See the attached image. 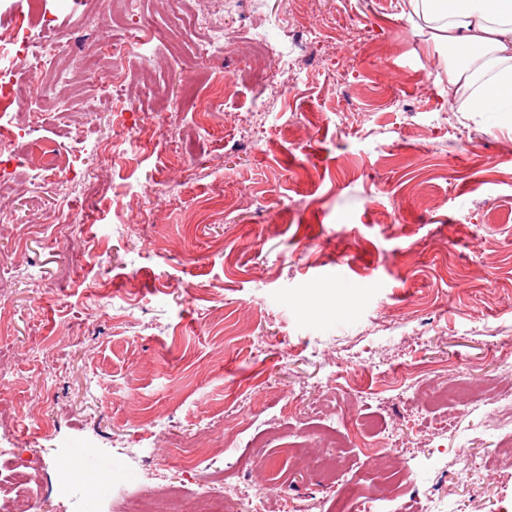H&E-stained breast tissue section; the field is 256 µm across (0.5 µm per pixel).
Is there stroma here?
Wrapping results in <instances>:
<instances>
[{
  "instance_id": "1",
  "label": "stroma",
  "mask_w": 512,
  "mask_h": 512,
  "mask_svg": "<svg viewBox=\"0 0 512 512\" xmlns=\"http://www.w3.org/2000/svg\"><path fill=\"white\" fill-rule=\"evenodd\" d=\"M223 47L181 21L183 52L163 39L169 0H144L160 38L129 54V90L109 110L84 75L55 82L48 120L85 136L61 151L63 175L28 152L9 164L27 190L0 212V347L9 372L0 450L39 458L31 489L53 512L75 448L127 459L145 492L149 461L195 512L202 473L248 487L226 512H356L351 486L384 473L366 451L393 433L414 482L390 512L434 496L451 512H512V431L497 404L441 410L404 390L408 374L502 385L512 359V135L448 108L446 58L411 25L408 0H220ZM58 34L109 66L119 34L42 0ZM281 56L320 39L292 75L257 65L250 39ZM237 84L222 95L225 76ZM163 133L143 142L140 129ZM93 182H86V171ZM247 198L233 200L238 188ZM335 434L336 493L288 453ZM482 456L480 491L464 476ZM195 470H185V462Z\"/></svg>"
}]
</instances>
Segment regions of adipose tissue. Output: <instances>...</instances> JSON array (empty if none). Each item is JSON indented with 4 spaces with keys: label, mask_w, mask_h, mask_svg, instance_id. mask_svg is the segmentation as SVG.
Listing matches in <instances>:
<instances>
[{
    "label": "adipose tissue",
    "mask_w": 512,
    "mask_h": 512,
    "mask_svg": "<svg viewBox=\"0 0 512 512\" xmlns=\"http://www.w3.org/2000/svg\"><path fill=\"white\" fill-rule=\"evenodd\" d=\"M414 18L451 52L453 111L497 118L512 131V0H409Z\"/></svg>",
    "instance_id": "adipose-tissue-1"
}]
</instances>
